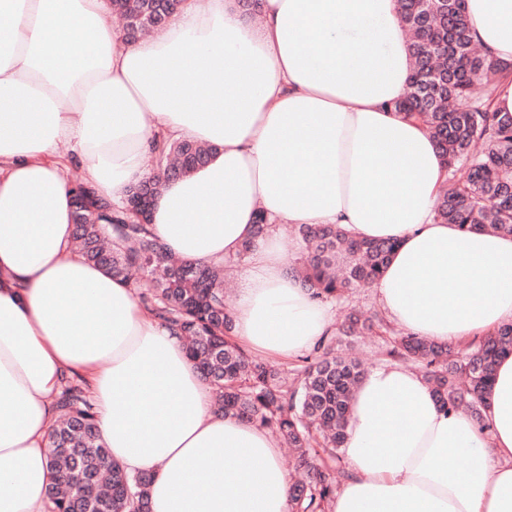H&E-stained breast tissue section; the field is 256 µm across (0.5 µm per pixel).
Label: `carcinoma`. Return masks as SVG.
<instances>
[{
	"mask_svg": "<svg viewBox=\"0 0 512 512\" xmlns=\"http://www.w3.org/2000/svg\"><path fill=\"white\" fill-rule=\"evenodd\" d=\"M410 33L413 68L398 113L421 122L448 168V190L436 215L463 230L481 227L512 235V113L494 108L498 84L512 77V63L488 57L470 34L466 0H398ZM156 0H112L125 19L153 16ZM211 148L160 137L152 149L155 172L148 184L157 193L171 178L203 165ZM76 187L94 208L74 212L80 256L113 277L138 285L143 305L179 327L191 359L226 416L259 423L292 448L291 466L301 475L290 490L291 512H328L341 474V448L360 366L323 343L315 359L285 370L249 355L231 336L233 318L219 269L175 260L129 209L144 184L132 187L117 206L94 197L87 181ZM302 287L318 300H340L379 278L393 253V240L353 238L334 224L297 226ZM346 330L389 337L382 355L424 369L437 400L450 410L464 408L483 423V393L499 358L512 355V324L460 348L405 335L383 317L351 310ZM63 420L49 432L51 466L58 475L49 487L51 512H150V475H130L112 462L101 442L96 415L81 384L69 385L59 400Z\"/></svg>",
	"mask_w": 512,
	"mask_h": 512,
	"instance_id": "carcinoma-1",
	"label": "carcinoma"
}]
</instances>
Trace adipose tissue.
Segmentation results:
<instances>
[{"label":"adipose tissue","mask_w":512,"mask_h":512,"mask_svg":"<svg viewBox=\"0 0 512 512\" xmlns=\"http://www.w3.org/2000/svg\"><path fill=\"white\" fill-rule=\"evenodd\" d=\"M466 8L474 42L512 62V0ZM259 11L255 23L240 0H185L129 44L106 0H0V512H51L49 431L74 376L113 461L152 475L151 512L291 509L272 433L215 414L175 327L74 252L68 163L116 203L147 178L158 132L211 147L204 167L163 184L150 229L210 266L253 240L233 312L246 350L290 358L332 331L280 253L288 224L395 240L371 289L404 332L457 345L512 323V236L437 221L444 160L393 109L412 69L398 0ZM485 403L480 427L409 368H371L331 512H512V356Z\"/></svg>","instance_id":"adipose-tissue-1"}]
</instances>
